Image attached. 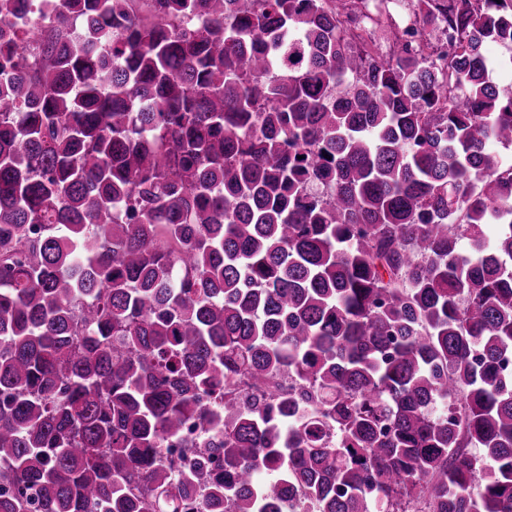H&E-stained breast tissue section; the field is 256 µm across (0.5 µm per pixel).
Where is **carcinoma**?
Here are the masks:
<instances>
[{
	"mask_svg": "<svg viewBox=\"0 0 512 512\" xmlns=\"http://www.w3.org/2000/svg\"><path fill=\"white\" fill-rule=\"evenodd\" d=\"M391 2L0 32V512H512V0Z\"/></svg>",
	"mask_w": 512,
	"mask_h": 512,
	"instance_id": "obj_1",
	"label": "carcinoma"
}]
</instances>
